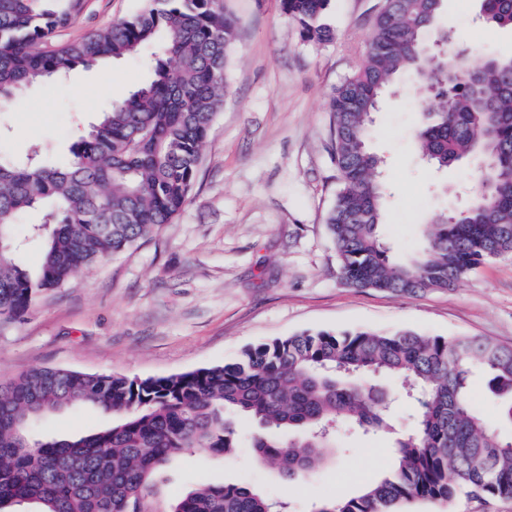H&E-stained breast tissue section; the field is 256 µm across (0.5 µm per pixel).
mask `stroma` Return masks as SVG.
<instances>
[{
    "instance_id": "1",
    "label": "stroma",
    "mask_w": 512,
    "mask_h": 512,
    "mask_svg": "<svg viewBox=\"0 0 512 512\" xmlns=\"http://www.w3.org/2000/svg\"><path fill=\"white\" fill-rule=\"evenodd\" d=\"M146 0H85L58 31L64 43L138 13ZM382 0H332L330 41L303 40L280 0H223L238 21L224 106L202 150L193 191L173 223L127 252L76 272L40 297L20 322L0 326V378L34 367L163 377L233 360L246 347L303 331L413 330L479 336L512 346V255L493 259L455 288L420 295L357 291L339 279L325 218L338 190L330 98L358 67ZM478 0H447L444 15L473 62L512 54V28L484 24ZM147 77L139 61L69 70L27 90L1 122L0 152L25 158L31 146L61 155L109 100ZM418 84L397 80L375 113L368 140L383 161L380 231L399 258L424 245L433 214L463 204L478 175L466 162L437 172L414 137ZM93 408L50 416L43 431L64 439L110 423ZM344 455L291 485L255 466L204 451L173 460L156 478V505L201 484L246 481L287 497L291 512L312 501L356 494L386 472L394 436L342 431Z\"/></svg>"
}]
</instances>
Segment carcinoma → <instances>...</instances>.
<instances>
[{
    "label": "carcinoma",
    "mask_w": 512,
    "mask_h": 512,
    "mask_svg": "<svg viewBox=\"0 0 512 512\" xmlns=\"http://www.w3.org/2000/svg\"><path fill=\"white\" fill-rule=\"evenodd\" d=\"M0 0V105L58 70L140 59L148 79L111 100L68 146L66 162L32 150L0 155V323L24 317L46 291L79 269L133 248L171 223L192 191L201 150L221 110L237 21L219 0H148L139 13L81 39L55 33L84 0ZM331 0H281L307 41L326 42ZM444 0H384L355 73L330 100L340 188L326 218L338 274L348 288L417 295L456 287L484 262L512 253V55L474 67L453 31L440 27ZM489 24L512 28V0H480ZM439 91L421 106L417 147L437 168L482 162L454 222L434 214L425 247L397 263L381 238L378 159L367 149L372 115L395 79ZM33 209L39 224L19 225ZM44 240L31 274L16 257ZM482 374L500 424L472 399ZM405 396L413 427L396 440L391 468L355 495L318 499L311 512H402L413 502L512 498V347L477 337L415 331L302 332L243 350L232 362L165 377L33 368L0 380V510L159 512L155 476L173 459L204 450L232 456L255 429L253 458L298 483L342 451L336 429L394 432ZM93 407L112 423L72 439L37 436L43 419ZM288 503L249 484H202L167 512H287Z\"/></svg>",
    "instance_id": "1"
}]
</instances>
